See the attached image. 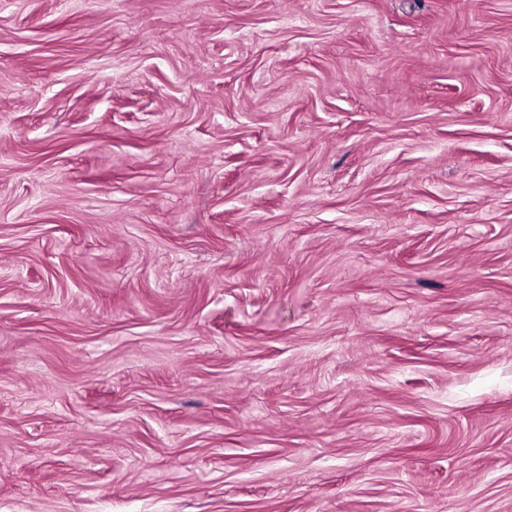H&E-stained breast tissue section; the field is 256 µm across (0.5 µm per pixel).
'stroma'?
I'll use <instances>...</instances> for the list:
<instances>
[{
	"label": "stroma",
	"mask_w": 512,
	"mask_h": 512,
	"mask_svg": "<svg viewBox=\"0 0 512 512\" xmlns=\"http://www.w3.org/2000/svg\"><path fill=\"white\" fill-rule=\"evenodd\" d=\"M0 512H512V0H0Z\"/></svg>",
	"instance_id": "35a3bbf8"
}]
</instances>
